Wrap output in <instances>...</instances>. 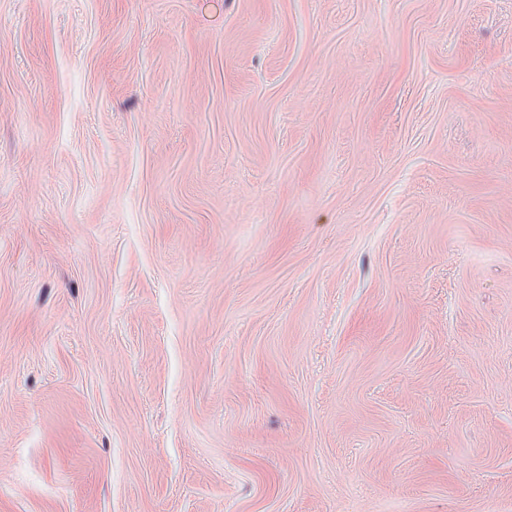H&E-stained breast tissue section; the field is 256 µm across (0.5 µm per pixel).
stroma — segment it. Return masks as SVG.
<instances>
[{
  "mask_svg": "<svg viewBox=\"0 0 512 512\" xmlns=\"http://www.w3.org/2000/svg\"><path fill=\"white\" fill-rule=\"evenodd\" d=\"M0 512H512V0H0Z\"/></svg>",
  "mask_w": 512,
  "mask_h": 512,
  "instance_id": "35a3bbf8",
  "label": "stroma"
}]
</instances>
